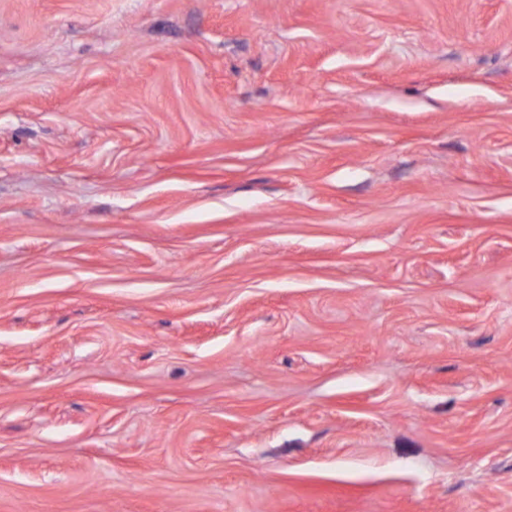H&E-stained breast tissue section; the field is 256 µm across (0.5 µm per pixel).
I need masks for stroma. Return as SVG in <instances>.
<instances>
[{
  "label": "stroma",
  "mask_w": 512,
  "mask_h": 512,
  "mask_svg": "<svg viewBox=\"0 0 512 512\" xmlns=\"http://www.w3.org/2000/svg\"><path fill=\"white\" fill-rule=\"evenodd\" d=\"M0 512H512V0H0Z\"/></svg>",
  "instance_id": "35a3bbf8"
}]
</instances>
